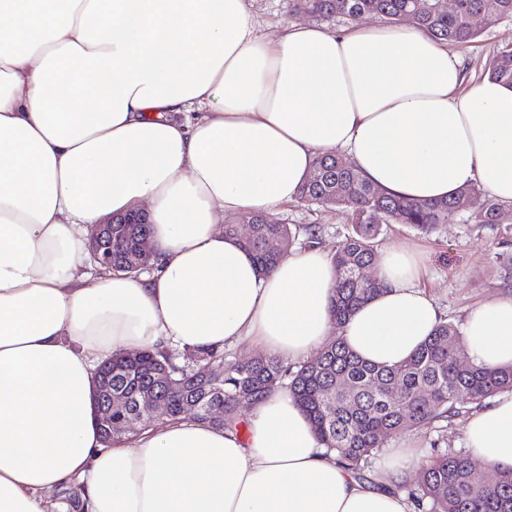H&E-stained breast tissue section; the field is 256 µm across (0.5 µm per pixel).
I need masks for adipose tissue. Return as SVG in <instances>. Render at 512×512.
Returning <instances> with one entry per match:
<instances>
[{
    "label": "adipose tissue",
    "mask_w": 512,
    "mask_h": 512,
    "mask_svg": "<svg viewBox=\"0 0 512 512\" xmlns=\"http://www.w3.org/2000/svg\"><path fill=\"white\" fill-rule=\"evenodd\" d=\"M36 31L24 35L27 25ZM421 200L476 184L512 205V84H468L426 32L308 23L263 34L248 0H0V512H411L384 465L358 480L287 392L242 436L185 416L104 446L98 362L249 342L296 363L338 331L361 358L408 359L441 320L422 260L384 249L380 289L335 326L317 248L260 274L224 221L299 199L319 156ZM144 211L149 274L89 260V226ZM471 361L512 363V292L470 310ZM473 457L512 468V391L472 412Z\"/></svg>",
    "instance_id": "1"
}]
</instances>
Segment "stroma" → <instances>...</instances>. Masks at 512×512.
<instances>
[{"mask_svg": "<svg viewBox=\"0 0 512 512\" xmlns=\"http://www.w3.org/2000/svg\"><path fill=\"white\" fill-rule=\"evenodd\" d=\"M512 45V20L492 19L481 26L480 36L457 48L468 79L482 78L496 52ZM275 218L283 224H317L323 230L325 251L343 240L349 226L337 210L297 201L280 207ZM403 243L423 259V285L437 302L443 318L462 324L468 310L503 292L500 262L512 256V219L501 224H475L458 217L450 224L422 233L405 224H386L378 237L379 247ZM465 416L453 418L442 428H422L388 440L391 448H413L427 455L433 447L464 449Z\"/></svg>", "mask_w": 512, "mask_h": 512, "instance_id": "stroma-1", "label": "stroma"}]
</instances>
